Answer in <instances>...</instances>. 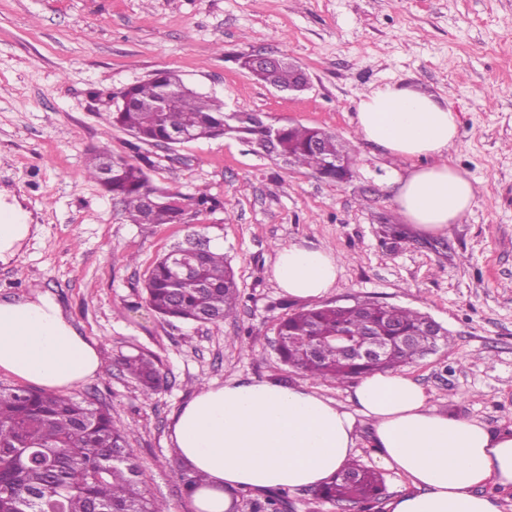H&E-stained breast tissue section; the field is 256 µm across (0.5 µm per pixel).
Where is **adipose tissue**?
Segmentation results:
<instances>
[{
    "mask_svg": "<svg viewBox=\"0 0 512 512\" xmlns=\"http://www.w3.org/2000/svg\"><path fill=\"white\" fill-rule=\"evenodd\" d=\"M363 141L413 160L395 196L399 214L439 232L471 212L477 188L445 156L459 115L434 96L388 86L357 104ZM14 224L0 226V262L15 259L38 225L20 204ZM332 253L293 243L276 251L271 275L288 296L312 300L339 282ZM103 369L96 343L81 336L50 296L0 301V370L39 387L73 389ZM354 410L300 386L232 380L204 386L171 426L178 455L206 482L199 512H228L238 491L318 488L358 456L355 424L364 417L381 465L405 476L411 491L391 497L386 512H501L512 492V431L431 406L423 390L397 371L361 378Z\"/></svg>",
    "mask_w": 512,
    "mask_h": 512,
    "instance_id": "ef3b65f1",
    "label": "adipose tissue"
}]
</instances>
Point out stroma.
I'll return each instance as SVG.
<instances>
[{"instance_id": "stroma-1", "label": "stroma", "mask_w": 512, "mask_h": 512, "mask_svg": "<svg viewBox=\"0 0 512 512\" xmlns=\"http://www.w3.org/2000/svg\"><path fill=\"white\" fill-rule=\"evenodd\" d=\"M259 50L302 66L309 89L295 97L252 77L238 58ZM164 70L225 111L336 133L353 148L352 177L283 166L234 136L145 145L137 152L149 157L154 186L203 189L224 207L189 211L182 224L129 223L83 171L102 142L137 153L110 114L127 86ZM388 85L447 100L459 114L448 157L475 178L477 197L445 233L404 223L394 195L412 161L356 134L361 95ZM2 189L42 231L0 263V300L49 295L98 344L104 369L76 393L110 409L148 495L169 512H196L175 474L170 425L203 385L256 379L350 403L351 384L312 381L274 350L277 319L305 305L271 277L276 249L292 243L341 259L324 303L397 305L448 330L450 344L402 369L431 405L512 428V0H0ZM189 239L230 259L241 301L224 321H165L143 298L156 261ZM238 336L253 350L233 347ZM140 353L163 375L147 402L120 364ZM356 432L358 458L381 472L387 496L409 490L380 466L367 424Z\"/></svg>"}]
</instances>
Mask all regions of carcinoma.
<instances>
[{
	"label": "carcinoma",
	"mask_w": 512,
	"mask_h": 512,
	"mask_svg": "<svg viewBox=\"0 0 512 512\" xmlns=\"http://www.w3.org/2000/svg\"><path fill=\"white\" fill-rule=\"evenodd\" d=\"M252 68L257 80L283 88L299 80V66L283 58L272 72ZM182 80L163 71L126 89L129 102L112 113V125L127 131L137 142L158 146L180 130L189 140H209L229 132L244 135L252 144L265 138L264 123L236 122L224 112V101L179 88ZM351 148L339 136L322 129L285 126L280 129L275 156L287 165L306 167L329 177L326 164L336 156H350ZM110 162L108 175L101 163ZM86 175L106 192L122 200L132 224H179L182 211L149 208L143 193L151 187L144 166L116 158L103 145L86 164ZM200 211L214 212L224 203L205 192L188 197ZM188 276L174 275L171 258L161 257L145 280L146 302L163 318L193 323H217L230 316L240 302L234 273L224 252L207 249ZM418 311L361 301L352 306L321 305L302 308L278 320L275 350L280 360L314 381L345 383L371 372L395 370L423 357L432 339L423 335ZM393 321L411 333L381 361L345 359L336 353V336L363 333ZM124 370L148 401L161 386L155 360L138 355L123 359ZM177 476L188 496L204 484V475L178 465ZM383 477L359 464L349 463L332 481L315 491L327 502L362 504L369 510L384 497ZM252 512H283L288 491H269L250 499ZM0 512H168L164 503L147 495L139 466L128 448L124 431L112 424L109 411L72 396L0 386Z\"/></svg>",
	"instance_id": "cac0c4a2"
}]
</instances>
